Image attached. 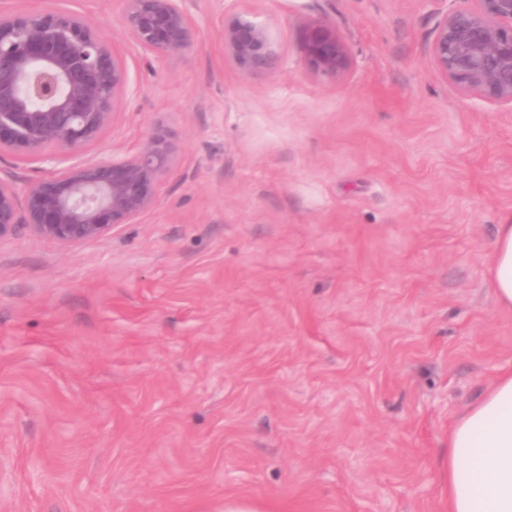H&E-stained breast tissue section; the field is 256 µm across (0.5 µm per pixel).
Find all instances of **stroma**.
<instances>
[{"mask_svg":"<svg viewBox=\"0 0 512 512\" xmlns=\"http://www.w3.org/2000/svg\"><path fill=\"white\" fill-rule=\"evenodd\" d=\"M282 52L224 58V0L147 69L122 0L94 18L129 94L86 158L155 129L157 207L65 246L0 240V512H446L448 433L512 372L491 285L512 222V107L430 58L444 0H245ZM335 22L345 77L302 44Z\"/></svg>","mask_w":512,"mask_h":512,"instance_id":"35a3bbf8","label":"stroma"}]
</instances>
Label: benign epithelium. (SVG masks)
I'll return each instance as SVG.
<instances>
[{
  "label": "benign epithelium",
  "mask_w": 512,
  "mask_h": 512,
  "mask_svg": "<svg viewBox=\"0 0 512 512\" xmlns=\"http://www.w3.org/2000/svg\"><path fill=\"white\" fill-rule=\"evenodd\" d=\"M239 2L224 9V57L255 77L272 76L283 56ZM469 2L436 21L432 61L461 91L512 106V0ZM123 21L150 66L195 38L191 0H124ZM305 43L313 73L332 82L344 75L350 53L335 28L314 22ZM128 88L119 47L90 18L0 11V154L53 164L31 180L0 178V240L24 225L78 245L156 207L178 153L167 130L156 129L132 155L80 159L114 125Z\"/></svg>",
  "instance_id": "7a95c632"
}]
</instances>
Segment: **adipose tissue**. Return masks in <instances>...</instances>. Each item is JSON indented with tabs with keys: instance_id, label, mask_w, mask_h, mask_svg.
I'll return each mask as SVG.
<instances>
[{
	"instance_id": "ef3b65f1",
	"label": "adipose tissue",
	"mask_w": 512,
	"mask_h": 512,
	"mask_svg": "<svg viewBox=\"0 0 512 512\" xmlns=\"http://www.w3.org/2000/svg\"><path fill=\"white\" fill-rule=\"evenodd\" d=\"M512 309V223L497 227L490 270ZM448 512H512V373L502 375L448 434Z\"/></svg>"
}]
</instances>
